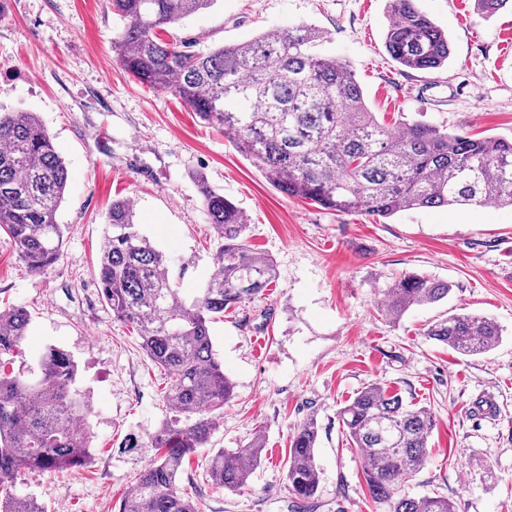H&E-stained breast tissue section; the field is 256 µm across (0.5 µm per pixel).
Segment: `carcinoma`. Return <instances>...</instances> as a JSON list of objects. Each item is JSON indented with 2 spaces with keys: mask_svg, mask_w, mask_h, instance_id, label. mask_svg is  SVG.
Returning a JSON list of instances; mask_svg holds the SVG:
<instances>
[{
  "mask_svg": "<svg viewBox=\"0 0 512 512\" xmlns=\"http://www.w3.org/2000/svg\"><path fill=\"white\" fill-rule=\"evenodd\" d=\"M512 0H476L491 17ZM216 0H110L124 21L114 45L118 63L136 81L178 96L199 119L224 128L237 151L281 193L334 212L390 217L419 208L512 206V140L472 138L423 121L379 122L348 66L318 51L319 28L298 23L276 33L208 52L164 39L169 26L211 8ZM385 48L406 69L435 72L448 65V34L415 0H390ZM68 170L34 112H0V229L28 269L40 272L62 255L64 227L56 214ZM204 210L216 231L218 272L192 301L170 275L168 259L137 227L128 198L112 201L98 257L101 295L118 321L131 325L148 358L164 372L172 416L150 437L154 458L137 472L118 512H202V502L178 486L191 456L205 447L223 418L233 383L224 374L210 323L224 311L263 294L277 277L274 261L248 242L237 206L196 177ZM450 285L409 273L388 285L378 314L399 322L414 308L438 303ZM31 314L0 311V356L20 351ZM425 336L464 356L490 352L501 339L492 319L468 312L442 315ZM78 364L50 346L29 375L0 373V487L24 471L83 468L91 460L90 393L78 386ZM339 417L360 452L371 498L389 512H455L443 497H413L405 483L427 458L433 416L404 404L377 384L359 391ZM318 429L304 422L288 449V490L315 495L320 472ZM265 448L256 437L241 448H220L209 460L214 485L247 486ZM0 512H44L34 499L8 491Z\"/></svg>",
  "mask_w": 512,
  "mask_h": 512,
  "instance_id": "1",
  "label": "carcinoma"
}]
</instances>
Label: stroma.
Masks as SVG:
<instances>
[{
	"label": "stroma",
	"mask_w": 512,
	"mask_h": 512,
	"mask_svg": "<svg viewBox=\"0 0 512 512\" xmlns=\"http://www.w3.org/2000/svg\"><path fill=\"white\" fill-rule=\"evenodd\" d=\"M448 33L452 56L433 74L407 71L384 47L389 0H216L170 27L195 50L305 22L326 33L321 50L349 65L379 121L419 119L476 136L512 139V10L486 18L475 0H417ZM108 0H0V108L37 113L63 157L69 183L56 216L63 254L28 270L0 231V308L26 306L31 325L12 371L35 368L50 345L69 350L89 390L92 460L77 472H27L13 486L46 512H117L152 456L149 435L166 417L164 379L132 328L103 301L96 265L112 201H135L143 234L169 259L185 299L215 273L216 234L197 177L242 211L252 248L273 259L275 286L210 325L234 397L208 447L178 485L204 512H386L372 500L361 457L339 409L378 383L432 413L425 466L410 495L444 496L457 512H512V207L423 208L388 218L346 215L283 195L179 98L135 82L119 65L122 28ZM447 282L442 303L392 324L381 291L405 272ZM456 310L502 329L489 353L463 356L423 331ZM494 417L473 411L477 394ZM316 419L320 484L308 510L288 491L290 437ZM265 448L247 487L213 485L214 449L254 437Z\"/></svg>",
	"instance_id": "obj_1"
}]
</instances>
